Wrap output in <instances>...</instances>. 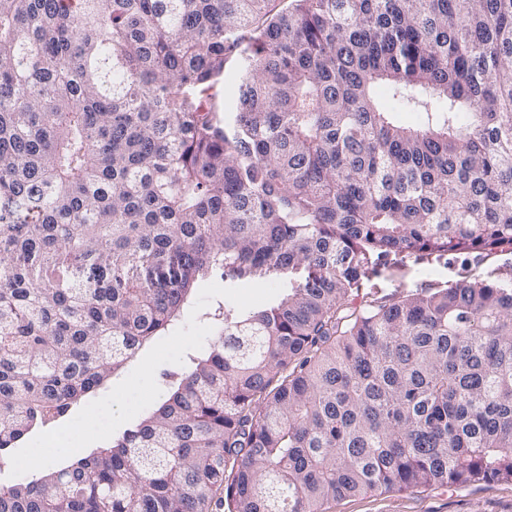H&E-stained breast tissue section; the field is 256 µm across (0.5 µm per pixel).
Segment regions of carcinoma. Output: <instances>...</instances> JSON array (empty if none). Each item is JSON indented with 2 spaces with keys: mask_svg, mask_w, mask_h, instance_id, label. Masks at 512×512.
Here are the masks:
<instances>
[{
  "mask_svg": "<svg viewBox=\"0 0 512 512\" xmlns=\"http://www.w3.org/2000/svg\"><path fill=\"white\" fill-rule=\"evenodd\" d=\"M274 2L0 0V467L204 271H307L224 306L151 414L0 483V512H321L512 480V290L351 299L373 258L512 247V0Z\"/></svg>",
  "mask_w": 512,
  "mask_h": 512,
  "instance_id": "carcinoma-1",
  "label": "carcinoma"
}]
</instances>
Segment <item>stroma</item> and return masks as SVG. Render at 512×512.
Segmentation results:
<instances>
[{
	"mask_svg": "<svg viewBox=\"0 0 512 512\" xmlns=\"http://www.w3.org/2000/svg\"><path fill=\"white\" fill-rule=\"evenodd\" d=\"M304 270L270 274L261 280H230L216 269L199 276L180 317L147 343L152 351V383L130 398H121L126 425L141 421L192 357L200 355L219 329L216 309L224 304L252 307L298 285ZM467 279L512 288V249L502 248L483 259L454 254L420 258L413 253L369 265L358 281L359 296L397 299L410 293L447 288ZM323 512H512V481L467 484L453 489L431 487L417 492L370 493L331 500Z\"/></svg>",
	"mask_w": 512,
	"mask_h": 512,
	"instance_id": "1",
	"label": "stroma"
}]
</instances>
